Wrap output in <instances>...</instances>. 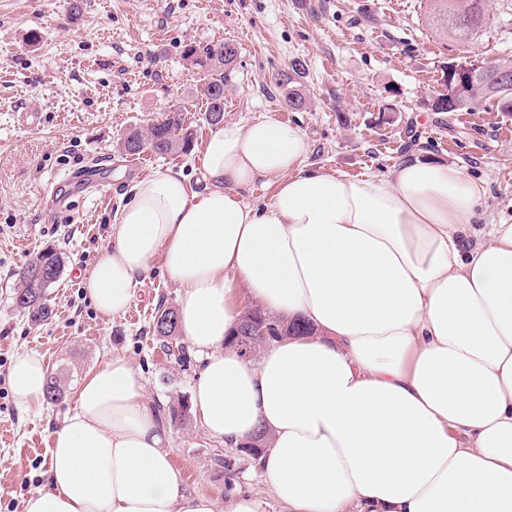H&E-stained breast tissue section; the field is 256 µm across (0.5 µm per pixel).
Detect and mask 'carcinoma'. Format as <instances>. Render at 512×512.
<instances>
[{
	"mask_svg": "<svg viewBox=\"0 0 512 512\" xmlns=\"http://www.w3.org/2000/svg\"><path fill=\"white\" fill-rule=\"evenodd\" d=\"M430 16L436 30L445 37L461 43L469 42L482 28L486 20L485 0H429ZM229 43L219 42L203 47L188 45L185 57L192 60L204 72L201 95L206 104L205 119L214 121L215 101L224 95V86L232 73L237 53L228 50ZM303 64L299 60L290 62L288 69L274 76L283 102L292 110L306 107L307 99L301 88ZM443 85L445 91L438 94L430 103L433 112H462L479 105L499 112H512V82L503 85L492 80L497 72L512 75V66L492 62H450L444 66ZM194 133L184 125L180 110L172 109L153 120L144 130H132L121 141L119 147L135 145L139 155L147 150L165 155L186 154L191 149ZM64 267L62 253L53 248H45L30 256L19 272L18 287L14 293L16 308L23 312L33 324H40L52 317L53 309L48 298V290L59 279ZM177 312L159 305L153 319V332L159 333L163 346L177 348L178 361L189 362L188 350L178 336V320L168 323L166 330L158 332L159 323ZM252 329L249 345L250 355L277 339L290 336H311L314 328L298 319L291 321L273 316L262 307L255 305L247 316ZM46 399L54 404L63 402L66 387L57 374H50L45 387ZM161 418L173 423L183 422L190 412L189 403L183 399L177 404L157 407Z\"/></svg>",
	"mask_w": 512,
	"mask_h": 512,
	"instance_id": "1",
	"label": "carcinoma"
}]
</instances>
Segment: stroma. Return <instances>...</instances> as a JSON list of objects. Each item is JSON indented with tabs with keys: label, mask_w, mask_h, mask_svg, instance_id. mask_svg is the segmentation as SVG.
<instances>
[{
	"label": "stroma",
	"mask_w": 512,
	"mask_h": 512,
	"mask_svg": "<svg viewBox=\"0 0 512 512\" xmlns=\"http://www.w3.org/2000/svg\"><path fill=\"white\" fill-rule=\"evenodd\" d=\"M0 0V512H24L47 483L51 434L75 407L85 376L115 357L143 377L151 403L191 398L199 360L180 366L152 333L158 306L178 307L179 290L162 270L137 289L129 309L102 320L83 292L107 245L110 224L135 180L181 172L193 191L206 184L196 160L212 127L199 88L203 72L185 45L233 43L237 60L224 89V118L282 119L308 138L309 164L349 177L388 176L406 157L440 158L487 182V223L512 224V112L477 107L438 113L427 103L443 90L451 61L512 65V0H486L487 23L471 43L437 33L428 0ZM301 60L308 105L285 106L275 72ZM195 133L192 152L129 156L119 142L170 109ZM40 114L36 129L20 124ZM108 186L64 187L53 210L49 183L81 173L89 161ZM55 247L65 265L49 290L54 316L34 325L13 304L17 272L34 253ZM25 350L67 377L66 399L18 406L9 368ZM168 447L184 493L216 503L229 482L285 512L250 456L210 438L196 416L171 426Z\"/></svg>",
	"instance_id": "35a3bbf8"
}]
</instances>
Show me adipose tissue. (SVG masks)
<instances>
[{"label":"adipose tissue","mask_w":512,"mask_h":512,"mask_svg":"<svg viewBox=\"0 0 512 512\" xmlns=\"http://www.w3.org/2000/svg\"><path fill=\"white\" fill-rule=\"evenodd\" d=\"M308 153L271 115L218 124L204 192L171 169L134 182L88 300L109 320L154 269L178 285L200 424L228 448L266 434L257 465L286 512H512V224L477 229L486 185L448 161L353 178ZM257 180L276 185L264 208L237 192ZM242 285L315 335L239 356ZM47 377L18 354L14 400L38 405ZM168 442L140 372L112 358L77 389L25 512H264L246 491L221 508L183 493Z\"/></svg>","instance_id":"1"}]
</instances>
